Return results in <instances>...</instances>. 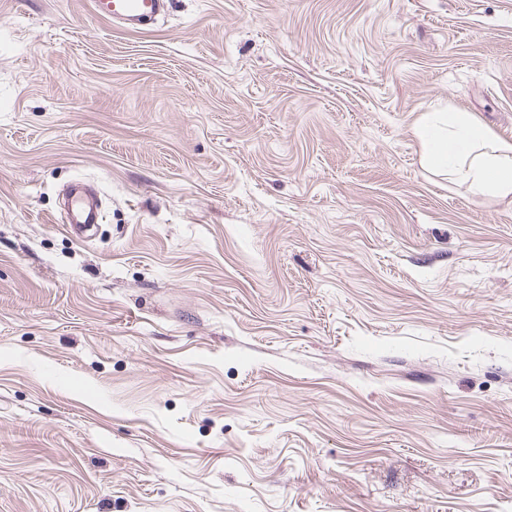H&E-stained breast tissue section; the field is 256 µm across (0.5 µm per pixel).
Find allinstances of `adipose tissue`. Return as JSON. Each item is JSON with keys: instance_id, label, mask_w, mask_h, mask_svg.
I'll use <instances>...</instances> for the list:
<instances>
[{"instance_id": "1", "label": "adipose tissue", "mask_w": 512, "mask_h": 512, "mask_svg": "<svg viewBox=\"0 0 512 512\" xmlns=\"http://www.w3.org/2000/svg\"><path fill=\"white\" fill-rule=\"evenodd\" d=\"M416 134L431 170L480 195H512V144L478 124L472 113H422Z\"/></svg>"}]
</instances>
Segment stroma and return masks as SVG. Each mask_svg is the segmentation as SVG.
Wrapping results in <instances>:
<instances>
[{"instance_id":"1","label":"stroma","mask_w":512,"mask_h":512,"mask_svg":"<svg viewBox=\"0 0 512 512\" xmlns=\"http://www.w3.org/2000/svg\"><path fill=\"white\" fill-rule=\"evenodd\" d=\"M450 107L512 144V0H0V512H512V199L423 164ZM100 18L137 30L147 21L164 15L170 0H92ZM100 219V210L97 201L83 194L82 191H76L71 207L65 215V222L70 224L72 229H80L83 238H88V234L93 230L94 224Z\"/></svg>"}]
</instances>
